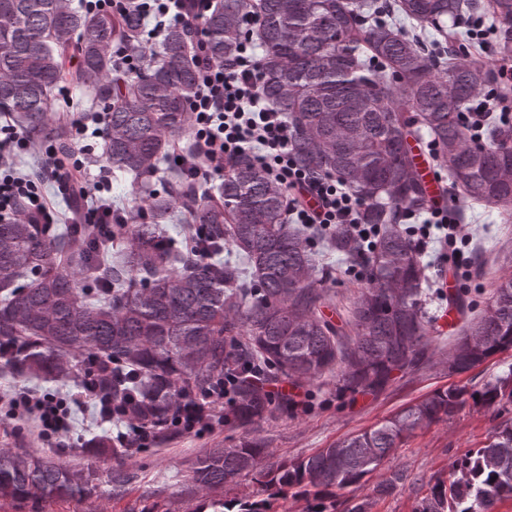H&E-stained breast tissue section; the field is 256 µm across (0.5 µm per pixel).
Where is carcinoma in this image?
Returning <instances> with one entry per match:
<instances>
[{
	"label": "carcinoma",
	"instance_id": "carcinoma-1",
	"mask_svg": "<svg viewBox=\"0 0 512 512\" xmlns=\"http://www.w3.org/2000/svg\"><path fill=\"white\" fill-rule=\"evenodd\" d=\"M375 0H219L204 19V39L171 26L158 47L144 42V22L73 0H0V109L28 132L49 120L52 94L68 81L107 113L105 156L136 179L164 169L192 120L197 56L222 64L238 55L257 18L264 50L260 80L266 99L288 118L295 164L344 182L376 224L372 248L340 226L325 241L362 268L350 311L353 338L323 318L325 283L312 236L288 224L284 187L241 157L216 192L196 193L170 172L168 189L151 198L150 222L129 216L101 234L81 224L62 231L25 217L0 222V374L19 380L80 382L95 372L109 386L115 418L147 429L172 426L184 398L224 388L246 364L264 365L263 380L230 385L228 418L251 426L292 401H274L263 382H310L339 373L343 391L376 393L394 373L425 359L431 348L422 304L426 282L418 251L401 228L407 211L428 201L408 137L421 124L459 195L512 212V125L471 141L463 113L490 81L489 67L448 52L437 56L397 27L394 16L445 33L469 0H396L383 14ZM503 49L512 51V0H487ZM148 60L126 81L112 76L117 52ZM74 58L69 74L65 61ZM181 205V223L199 234L200 254L172 247L166 224ZM121 248L112 251V241ZM231 244L242 262L224 260ZM467 321L448 353L465 372L512 349V277L498 282L482 308L458 300ZM496 409L512 403V367L471 390L438 389L373 426L291 462L262 466L267 448L251 438L218 448L192 469L195 489L210 493L259 470L281 495L316 500L359 488L392 449L467 403ZM115 467L69 465L58 454L35 457L0 448V498L85 499L126 481V449L97 444ZM512 498V420L496 423L486 444L468 450L451 480L429 487L419 512H494Z\"/></svg>",
	"mask_w": 512,
	"mask_h": 512
}]
</instances>
